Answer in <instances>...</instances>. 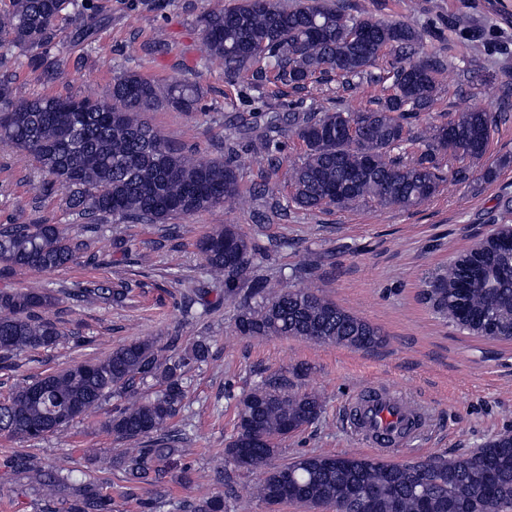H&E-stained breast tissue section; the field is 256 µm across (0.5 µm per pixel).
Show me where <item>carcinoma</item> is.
I'll use <instances>...</instances> for the list:
<instances>
[{
	"mask_svg": "<svg viewBox=\"0 0 512 512\" xmlns=\"http://www.w3.org/2000/svg\"><path fill=\"white\" fill-rule=\"evenodd\" d=\"M102 9L88 0H8L0 9V49H17L34 68L55 36L63 13L84 19ZM206 57L229 81L248 78L287 86L296 93L335 73L338 87L356 89L364 80L390 82L391 94L358 112L292 107L260 113L244 126L263 148L294 136L304 146L287 171V207L314 211L361 202L411 209L436 194L443 160L463 163L460 179L484 163L500 114L467 110L421 133L412 121L428 111L439 91L443 60L424 52L427 32L407 22L354 16L340 3L323 0H235L202 14ZM393 55L390 68L372 74ZM201 88L187 80L160 86L134 72L113 79L110 100L36 95L15 98L0 79V138L31 156L44 180V194L59 192L66 207L86 220L84 231L112 217L133 224H166L219 204L239 203V173L227 156L218 161L173 145L143 115L159 108L189 111ZM92 242L67 224H1L0 277L17 269L56 271L97 253ZM211 277L224 278V302L239 305V336H293L315 344L370 351L383 343L380 331L310 288L277 289L252 275L263 254L237 224L212 229L197 241ZM131 288L89 282L78 290L85 303L122 305ZM438 315L463 330L512 338V249L491 242L478 254L457 257L421 291ZM58 302L50 288L0 290V361L55 345L62 333L51 318ZM210 346L179 337L159 343L139 339L103 358L80 361L15 383L0 401V434L39 440L67 428L111 396L118 401L105 423L113 436L138 444L113 463L128 481L158 485L172 474L171 459L188 432L173 434L171 421L184 407L185 376L205 362ZM321 397L292 389L285 375H270L243 393L236 429L224 448L236 467L262 469L256 498L269 506L300 504L311 512H512V434L489 440L472 455L406 464L328 453L301 454L270 465L280 442L316 421ZM20 467L42 501L62 502L65 512H112L111 499L90 479L48 472L31 458L8 460ZM189 512H226L224 498L204 497Z\"/></svg>",
	"mask_w": 512,
	"mask_h": 512,
	"instance_id": "cac0c4a2",
	"label": "carcinoma"
}]
</instances>
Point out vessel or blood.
<instances>
[{
    "instance_id": "vessel-or-blood-1",
    "label": "vessel or blood",
    "mask_w": 512,
    "mask_h": 512,
    "mask_svg": "<svg viewBox=\"0 0 512 512\" xmlns=\"http://www.w3.org/2000/svg\"><path fill=\"white\" fill-rule=\"evenodd\" d=\"M344 411L350 431L386 455L410 446L427 426L421 405L383 384L359 391Z\"/></svg>"
}]
</instances>
